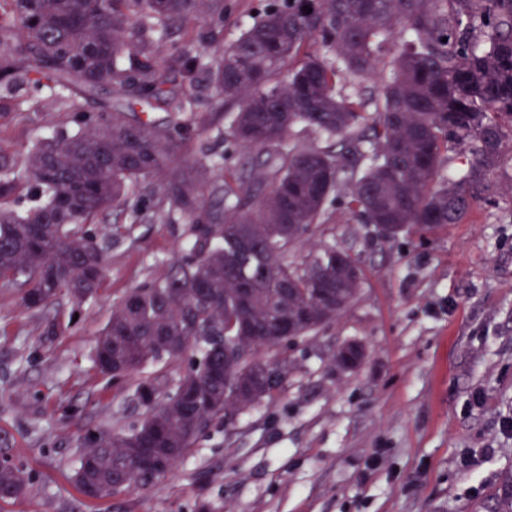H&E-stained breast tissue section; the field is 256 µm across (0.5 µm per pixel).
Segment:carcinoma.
<instances>
[{
	"label": "carcinoma",
	"mask_w": 512,
	"mask_h": 512,
	"mask_svg": "<svg viewBox=\"0 0 512 512\" xmlns=\"http://www.w3.org/2000/svg\"><path fill=\"white\" fill-rule=\"evenodd\" d=\"M308 6L312 11H305ZM206 14L207 28H195ZM224 0H0V85L56 92L83 113L32 142L23 163L0 149V285L16 286L29 311L92 298L112 244L92 229L110 216L129 224L187 225L183 253L128 291L99 330L98 370L143 408L133 424L80 434L74 480L94 500L152 486L133 449L159 435L178 462L224 410L211 383L224 368V337L239 335L241 288L256 328L300 317L310 336L343 314L320 291L355 301L351 265L334 246L298 259L297 245L331 223L336 203L361 224L432 231L460 224L490 191L512 139V0H270L223 45ZM290 66L288 81L277 80ZM205 75L227 107L223 122L197 120L195 97L178 96ZM376 77L375 98L336 95L346 77ZM119 96L83 112L100 91ZM166 108L165 123L132 118L131 102ZM373 105L371 113L365 112ZM199 126L227 143L201 145L174 166ZM264 153L246 172L233 150ZM464 171L445 173L447 153ZM261 357L237 364L252 395L273 399ZM177 365L159 385L157 367ZM30 476L0 465V499L25 494Z\"/></svg>",
	"instance_id": "obj_1"
}]
</instances>
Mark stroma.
Segmentation results:
<instances>
[{
	"label": "stroma",
	"instance_id": "stroma-1",
	"mask_svg": "<svg viewBox=\"0 0 512 512\" xmlns=\"http://www.w3.org/2000/svg\"><path fill=\"white\" fill-rule=\"evenodd\" d=\"M0 148L24 158L70 113L53 92L16 93ZM487 202L461 224L383 241L335 214L320 239L364 270L356 301L289 349L284 389L215 423L147 491L86 499L73 482L83 427L119 428L139 407L90 361L112 306L157 277L184 227L134 225L95 296L39 312L0 287V450L32 475L0 512H504L512 504V144ZM56 335H47L49 322ZM366 351L355 369L332 356ZM364 356V346L359 342L349 341L340 346L337 360L336 354H334L333 357L337 368L341 370H351L363 360Z\"/></svg>",
	"mask_w": 512,
	"mask_h": 512
}]
</instances>
